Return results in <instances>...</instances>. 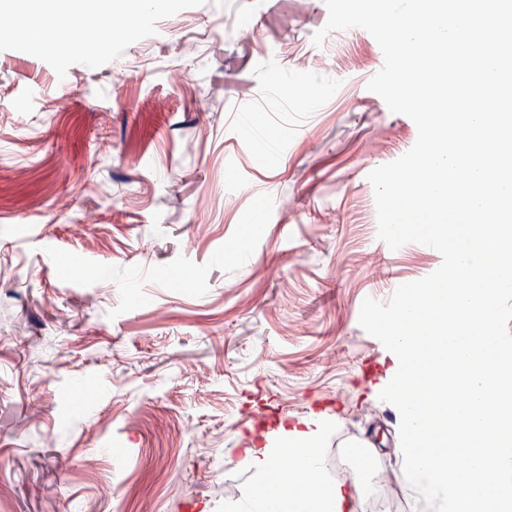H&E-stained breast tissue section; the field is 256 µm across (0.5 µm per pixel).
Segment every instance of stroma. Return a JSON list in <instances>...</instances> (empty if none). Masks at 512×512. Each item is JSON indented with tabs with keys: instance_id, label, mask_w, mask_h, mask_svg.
Segmentation results:
<instances>
[{
	"instance_id": "1",
	"label": "stroma",
	"mask_w": 512,
	"mask_h": 512,
	"mask_svg": "<svg viewBox=\"0 0 512 512\" xmlns=\"http://www.w3.org/2000/svg\"><path fill=\"white\" fill-rule=\"evenodd\" d=\"M135 15L110 57L82 63L0 31V512H224L255 484L244 445L326 409L356 423L373 470L392 467V512H414L400 416L379 399L397 359L359 314L441 256L391 250L362 221L368 174L417 139L367 88L379 45L349 29L315 46L324 0ZM243 112L278 144L255 152ZM238 238L246 253L226 252ZM322 449L328 479L344 468L379 498L335 434Z\"/></svg>"
}]
</instances>
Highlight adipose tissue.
I'll list each match as a JSON object with an SVG mask.
<instances>
[{"mask_svg":"<svg viewBox=\"0 0 512 512\" xmlns=\"http://www.w3.org/2000/svg\"><path fill=\"white\" fill-rule=\"evenodd\" d=\"M332 427L331 417L312 415L247 448L244 463L257 487L228 512H365L363 498L355 496L349 484L332 483L323 476L322 444ZM285 446L301 464L293 477L275 466Z\"/></svg>","mask_w":512,"mask_h":512,"instance_id":"obj_1","label":"adipose tissue"}]
</instances>
